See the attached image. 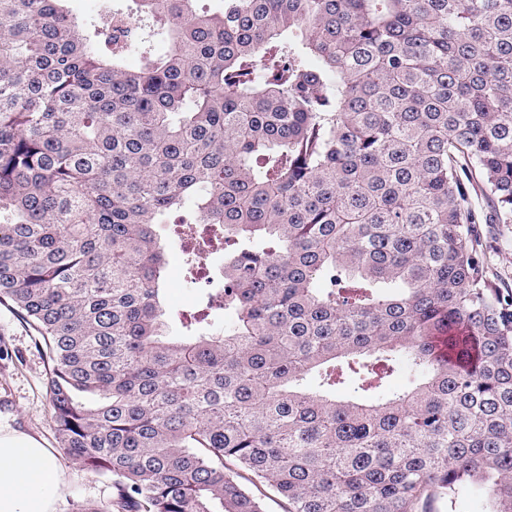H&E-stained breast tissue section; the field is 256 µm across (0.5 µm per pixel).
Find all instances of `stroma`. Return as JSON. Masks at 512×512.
Here are the masks:
<instances>
[{
  "label": "stroma",
  "mask_w": 512,
  "mask_h": 512,
  "mask_svg": "<svg viewBox=\"0 0 512 512\" xmlns=\"http://www.w3.org/2000/svg\"><path fill=\"white\" fill-rule=\"evenodd\" d=\"M477 231L488 280L503 291L512 290V224H481ZM184 275L182 249H169L165 297L174 311L194 309L199 301L198 289L189 287ZM47 381L41 337L10 302L0 303V431L27 434L49 448L65 474L62 488L54 493L55 512H83L110 500L112 484L77 466L58 443L49 415Z\"/></svg>",
  "instance_id": "35a3bbf8"
}]
</instances>
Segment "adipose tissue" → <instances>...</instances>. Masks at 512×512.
<instances>
[{"label":"adipose tissue","mask_w":512,"mask_h":512,"mask_svg":"<svg viewBox=\"0 0 512 512\" xmlns=\"http://www.w3.org/2000/svg\"><path fill=\"white\" fill-rule=\"evenodd\" d=\"M64 474L36 439L0 433V512H53L51 493Z\"/></svg>","instance_id":"1"}]
</instances>
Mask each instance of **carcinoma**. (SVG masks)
I'll return each instance as SVG.
<instances>
[{
  "label": "carcinoma",
  "instance_id": "carcinoma-1",
  "mask_svg": "<svg viewBox=\"0 0 512 512\" xmlns=\"http://www.w3.org/2000/svg\"><path fill=\"white\" fill-rule=\"evenodd\" d=\"M65 2L0 0V301L112 482L82 512H512V297L475 232L512 224V0H109L123 45ZM172 222L192 270L224 245L174 335Z\"/></svg>",
  "mask_w": 512,
  "mask_h": 512
}]
</instances>
